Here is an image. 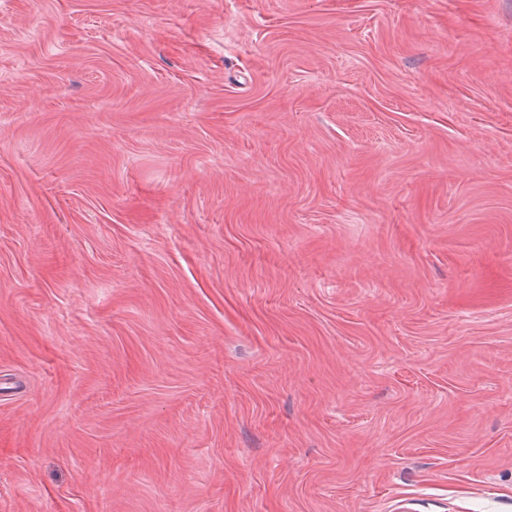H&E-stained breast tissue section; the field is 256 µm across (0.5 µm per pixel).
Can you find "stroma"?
Returning <instances> with one entry per match:
<instances>
[{"mask_svg": "<svg viewBox=\"0 0 512 512\" xmlns=\"http://www.w3.org/2000/svg\"><path fill=\"white\" fill-rule=\"evenodd\" d=\"M0 512H512V0H0Z\"/></svg>", "mask_w": 512, "mask_h": 512, "instance_id": "stroma-1", "label": "stroma"}]
</instances>
